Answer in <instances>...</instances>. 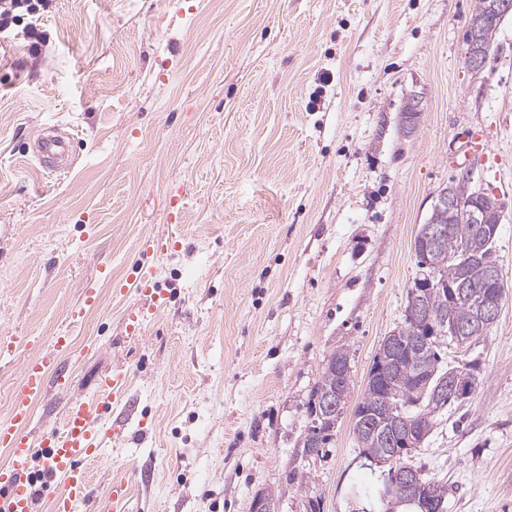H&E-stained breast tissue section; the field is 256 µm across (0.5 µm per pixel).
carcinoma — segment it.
<instances>
[{"instance_id": "1", "label": "carcinoma", "mask_w": 512, "mask_h": 512, "mask_svg": "<svg viewBox=\"0 0 512 512\" xmlns=\"http://www.w3.org/2000/svg\"><path fill=\"white\" fill-rule=\"evenodd\" d=\"M491 0H475L466 25L465 33L477 38L486 54L496 48L498 28L484 24ZM436 223L446 229V237L440 249L429 255L431 263L439 271V281L443 290L425 297L427 304L448 313V327L461 328L474 323L479 309L471 299L469 290L479 286L485 278V258L495 256L498 237L481 232V225L471 223L463 215H438ZM348 362L344 352H332L323 369L320 380L311 389L306 412L308 417L319 422L320 433L316 442H311L310 434L302 440V453H313L332 439L336 418L321 417V397L325 390L336 387V366ZM460 363L445 358L441 349L433 347V353L425 356L414 349H404L399 355H374L368 378L374 380L372 387L364 390L363 397L352 411V431L357 441L359 455L366 461H379L392 453V449L380 443V432L372 411L389 399L400 406L396 416L402 420L401 432L407 428L418 431L426 437L433 427L434 417L429 409L434 386L441 377ZM448 486L441 480L421 475L418 496H406L397 512H447Z\"/></svg>"}]
</instances>
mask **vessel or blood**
Wrapping results in <instances>:
<instances>
[{
	"label": "vessel or blood",
	"mask_w": 512,
	"mask_h": 512,
	"mask_svg": "<svg viewBox=\"0 0 512 512\" xmlns=\"http://www.w3.org/2000/svg\"><path fill=\"white\" fill-rule=\"evenodd\" d=\"M70 143L67 135L39 137L34 157L42 171H63ZM163 250L162 240H146L142 245L145 260L136 265L130 284L114 289L118 295L130 290L137 296L124 316L128 334L142 335L166 304L151 262ZM71 341L66 334L55 336L46 350L31 356L21 368L11 414L0 421V447L8 453L7 462L0 464V512H34L35 500L40 496L49 498L52 512H76L78 505L88 502L91 496L90 464L100 458L108 438L126 432L125 423L116 421L107 426L102 422L106 396H120L129 386V373L119 366L99 380V398L73 403L60 427L38 438L32 435L36 402L49 387L61 389L66 385L56 364ZM38 456L43 459V469L36 476L31 464Z\"/></svg>",
	"instance_id": "1"
}]
</instances>
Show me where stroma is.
I'll list each match as a JSON object with an SVG mask.
<instances>
[{
    "label": "stroma",
    "instance_id": "obj_1",
    "mask_svg": "<svg viewBox=\"0 0 512 512\" xmlns=\"http://www.w3.org/2000/svg\"><path fill=\"white\" fill-rule=\"evenodd\" d=\"M474 0H41L0 34V420L23 362L72 336L69 387L34 434L122 365L103 415L95 494L133 481L134 512H350L369 491L352 414L303 458L308 394L335 351L356 405L418 275L413 240L440 189L471 171L504 205L496 324L457 357L477 388L438 415L412 463L448 486V512H512V15L485 70L465 66ZM421 96L413 134L401 113ZM74 165L39 176L50 125ZM489 134L468 156V130ZM177 223H169V213ZM167 304L124 333L116 295L145 238ZM100 307L68 318L86 289ZM129 387V373L122 367L118 366L112 370V374L100 379L98 382L99 392L108 394V397L112 395V402L116 397L124 393Z\"/></svg>",
    "mask_w": 512,
    "mask_h": 512
}]
</instances>
